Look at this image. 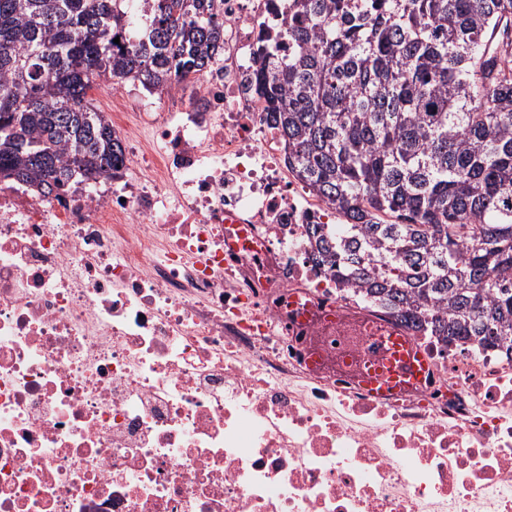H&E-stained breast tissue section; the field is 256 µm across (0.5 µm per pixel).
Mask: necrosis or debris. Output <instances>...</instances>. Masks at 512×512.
<instances>
[{
  "label": "necrosis or debris",
  "instance_id": "4bbe7bcc",
  "mask_svg": "<svg viewBox=\"0 0 512 512\" xmlns=\"http://www.w3.org/2000/svg\"><path fill=\"white\" fill-rule=\"evenodd\" d=\"M215 9L197 82L138 112L94 84L124 176L0 179V512H512L506 344L446 343L319 260L307 227L336 216L253 85L272 0ZM392 332L422 388L309 359Z\"/></svg>",
  "mask_w": 512,
  "mask_h": 512
}]
</instances>
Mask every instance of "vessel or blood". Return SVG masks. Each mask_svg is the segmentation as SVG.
Wrapping results in <instances>:
<instances>
[{
    "label": "vessel or blood",
    "instance_id": "obj_1",
    "mask_svg": "<svg viewBox=\"0 0 512 512\" xmlns=\"http://www.w3.org/2000/svg\"><path fill=\"white\" fill-rule=\"evenodd\" d=\"M336 365L378 396H389L420 386L428 371V363L410 338L394 336L376 349L373 365L355 358L344 342L336 344Z\"/></svg>",
    "mask_w": 512,
    "mask_h": 512
}]
</instances>
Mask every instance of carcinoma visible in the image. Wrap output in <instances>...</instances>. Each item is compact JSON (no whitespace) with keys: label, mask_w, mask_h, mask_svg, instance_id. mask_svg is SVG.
Segmentation results:
<instances>
[{"label":"carcinoma","mask_w":512,"mask_h":512,"mask_svg":"<svg viewBox=\"0 0 512 512\" xmlns=\"http://www.w3.org/2000/svg\"><path fill=\"white\" fill-rule=\"evenodd\" d=\"M0 0V175L58 194L124 150L93 84L157 89L220 55L215 0ZM299 181L342 223L308 233L374 299L449 337L512 336V0H287L254 59Z\"/></svg>","instance_id":"cac0c4a2"}]
</instances>
